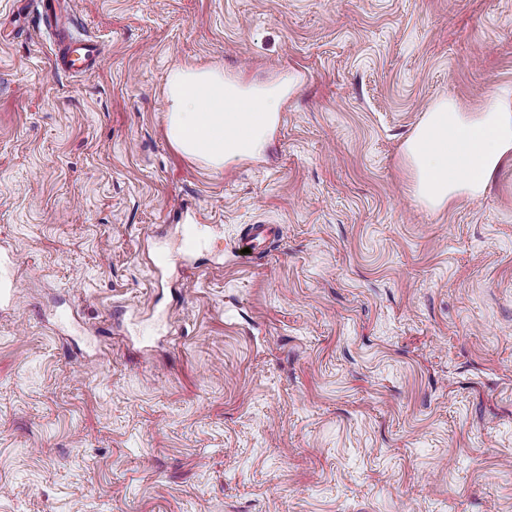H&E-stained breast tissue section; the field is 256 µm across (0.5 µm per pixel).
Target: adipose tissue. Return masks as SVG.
Here are the masks:
<instances>
[{
	"instance_id": "ef3b65f1",
	"label": "adipose tissue",
	"mask_w": 512,
	"mask_h": 512,
	"mask_svg": "<svg viewBox=\"0 0 512 512\" xmlns=\"http://www.w3.org/2000/svg\"><path fill=\"white\" fill-rule=\"evenodd\" d=\"M281 84L244 86L216 69L176 68L166 82V136L211 168L260 155L279 120ZM512 152V93L488 92L479 111L444 98L425 111L402 147L422 205L440 208L481 196L500 160Z\"/></svg>"
}]
</instances>
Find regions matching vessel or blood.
Segmentation results:
<instances>
[{
	"label": "vessel or blood",
	"instance_id": "obj_1",
	"mask_svg": "<svg viewBox=\"0 0 512 512\" xmlns=\"http://www.w3.org/2000/svg\"><path fill=\"white\" fill-rule=\"evenodd\" d=\"M65 2L66 0H38L40 21L54 39L57 67L69 73L86 75L97 69L101 50L95 41L73 38L72 15L70 11L65 10ZM282 235L281 225L250 224L246 227L242 245L256 253L268 242Z\"/></svg>",
	"mask_w": 512,
	"mask_h": 512
}]
</instances>
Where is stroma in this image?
I'll return each instance as SVG.
<instances>
[{
	"label": "stroma",
	"instance_id": "stroma-1",
	"mask_svg": "<svg viewBox=\"0 0 512 512\" xmlns=\"http://www.w3.org/2000/svg\"><path fill=\"white\" fill-rule=\"evenodd\" d=\"M69 2L91 74L0 0V512H512V156L434 211L401 162L512 88V0ZM175 67L294 76L265 153H179ZM203 224H183L181 248L183 253H195L204 245ZM282 226L279 224H248L243 235L242 247L249 248L250 252L257 253L271 240L281 238Z\"/></svg>",
	"mask_w": 512,
	"mask_h": 512
}]
</instances>
